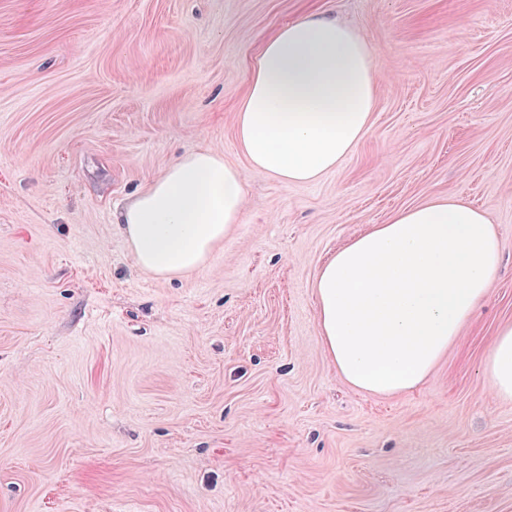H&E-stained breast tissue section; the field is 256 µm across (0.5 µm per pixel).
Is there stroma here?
Listing matches in <instances>:
<instances>
[{
  "instance_id": "1",
  "label": "stroma",
  "mask_w": 512,
  "mask_h": 512,
  "mask_svg": "<svg viewBox=\"0 0 512 512\" xmlns=\"http://www.w3.org/2000/svg\"><path fill=\"white\" fill-rule=\"evenodd\" d=\"M315 14L378 77L319 180L256 174L235 118L263 43ZM208 147L242 218L199 271L141 270L114 214ZM494 224L490 294L416 389L352 387L323 261L397 210ZM512 0H0V512H512ZM487 374L494 392L504 400L512 399V323L496 334L487 358Z\"/></svg>"
}]
</instances>
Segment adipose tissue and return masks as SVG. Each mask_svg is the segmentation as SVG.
<instances>
[{"label":"adipose tissue","mask_w":512,"mask_h":512,"mask_svg":"<svg viewBox=\"0 0 512 512\" xmlns=\"http://www.w3.org/2000/svg\"><path fill=\"white\" fill-rule=\"evenodd\" d=\"M377 77L348 27L306 16L263 46L238 110L237 139L252 169L311 183L336 169L368 131ZM237 168L211 148L191 151L117 212L136 265L159 277L205 266L240 223ZM501 262L484 210L433 199L372 225L332 253L315 282L323 348L353 387L384 396L423 383L487 298ZM494 392L512 399V323L490 348Z\"/></svg>","instance_id":"adipose-tissue-1"}]
</instances>
